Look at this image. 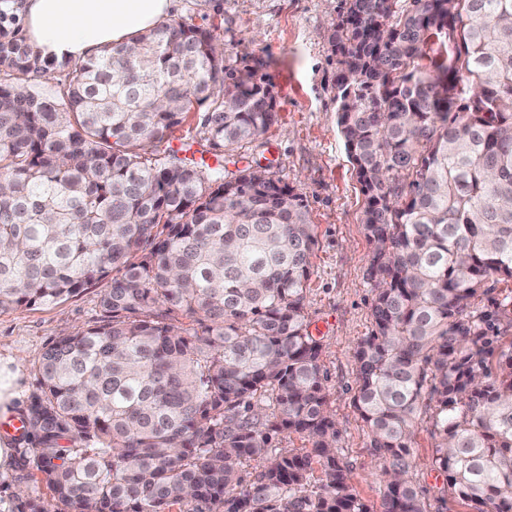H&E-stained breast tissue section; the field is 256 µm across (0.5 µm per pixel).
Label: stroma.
Returning <instances> with one entry per match:
<instances>
[{
	"mask_svg": "<svg viewBox=\"0 0 512 512\" xmlns=\"http://www.w3.org/2000/svg\"><path fill=\"white\" fill-rule=\"evenodd\" d=\"M341 0H176L174 19L212 30L227 64L257 69L271 84L277 120L241 153L225 156L224 174L243 164L260 166L293 186L308 205L317 244L307 282L305 316L322 343L321 365L329 390L328 409L339 431L337 446L350 481L370 512H383L381 465L372 456L366 423L353 406L357 388L355 348L373 329L367 271L372 245L361 222L366 197L338 133L336 58L328 36ZM204 110L194 107L169 143L180 156L206 158L215 152L202 127ZM102 285L50 306L0 310V356H12L19 373V417L38 385L36 365L48 345L65 332L98 324ZM14 461L0 471V512L18 490L52 495L37 473L25 467L19 437H12ZM435 439L428 414L414 423L416 465L412 481L430 512H471L454 497H442L443 478L433 464Z\"/></svg>",
	"mask_w": 512,
	"mask_h": 512,
	"instance_id": "1",
	"label": "stroma"
}]
</instances>
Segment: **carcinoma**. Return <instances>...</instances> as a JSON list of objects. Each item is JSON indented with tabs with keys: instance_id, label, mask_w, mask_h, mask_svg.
<instances>
[{
	"instance_id": "carcinoma-1",
	"label": "carcinoma",
	"mask_w": 512,
	"mask_h": 512,
	"mask_svg": "<svg viewBox=\"0 0 512 512\" xmlns=\"http://www.w3.org/2000/svg\"><path fill=\"white\" fill-rule=\"evenodd\" d=\"M16 3L0 0V310L101 283L104 320L36 365L23 457L57 509L21 490L10 512H369L305 321L302 195L168 146L196 105L213 147L252 143L271 85L172 20L28 90L68 63L33 53ZM437 41L453 56L419 64ZM329 44L373 245L353 403L385 512H429L410 478L424 409L443 491L512 512V296L494 297L512 282V0H344ZM284 430L309 448L274 446Z\"/></svg>"
}]
</instances>
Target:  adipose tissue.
Instances as JSON below:
<instances>
[{"label":"adipose tissue","mask_w":512,"mask_h":512,"mask_svg":"<svg viewBox=\"0 0 512 512\" xmlns=\"http://www.w3.org/2000/svg\"><path fill=\"white\" fill-rule=\"evenodd\" d=\"M174 0H23L26 41L41 59L87 62L109 45L131 42L167 18Z\"/></svg>","instance_id":"obj_1"}]
</instances>
